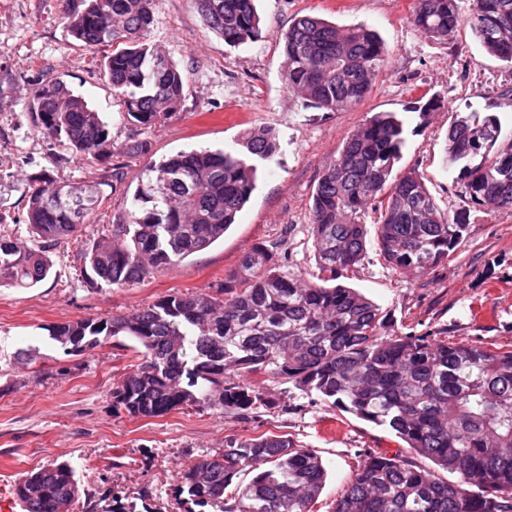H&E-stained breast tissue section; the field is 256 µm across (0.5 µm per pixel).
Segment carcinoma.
Here are the masks:
<instances>
[{"instance_id": "obj_1", "label": "carcinoma", "mask_w": 512, "mask_h": 512, "mask_svg": "<svg viewBox=\"0 0 512 512\" xmlns=\"http://www.w3.org/2000/svg\"><path fill=\"white\" fill-rule=\"evenodd\" d=\"M229 46L256 42L255 0H193ZM157 0H64L70 36L107 47L102 69L134 127L123 142L81 96L57 78L39 84L28 111L35 127L94 164L150 151L148 134L177 114L184 82L170 57L148 42ZM412 25L448 42L467 24L485 50L512 64V0H416ZM284 85L305 109L347 111L371 93L385 66L381 39L362 26L314 15L282 36ZM495 115L458 113L448 126L445 163L458 170L470 201L512 211V140L497 146ZM240 148L179 151L150 164L131 194L127 218L81 254L91 282L133 287L207 249L235 223L257 188L259 166L278 152L273 130L252 128ZM405 146L394 113L366 119L324 166L313 194L310 237L317 285L278 263V244L247 253L216 292L165 295L129 315L83 319L49 329L67 352L113 339L135 349L112 391L129 415L219 410L245 416L276 408L256 377L289 385L404 441L434 467L398 455L366 456L331 512H512V350L446 336L391 334L389 314L353 288L330 285L366 256L361 216L380 212L375 243L395 269L424 277L461 245L467 212L441 209L414 169L395 173ZM106 181L61 182L43 174L23 187L28 236L0 235V288L29 289L47 279L50 249L74 234L105 199ZM458 475L450 483L436 469ZM256 475L244 482L240 475ZM327 477L321 457L285 434L224 438V450L180 476V503L208 512H313ZM23 512H70L78 478L67 464L16 480Z\"/></svg>"}]
</instances>
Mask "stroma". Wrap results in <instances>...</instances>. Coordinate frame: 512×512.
<instances>
[{"mask_svg":"<svg viewBox=\"0 0 512 512\" xmlns=\"http://www.w3.org/2000/svg\"><path fill=\"white\" fill-rule=\"evenodd\" d=\"M415 0H258L263 19L257 42L225 45L192 0H158L150 40L182 71L185 98L178 113L150 134L148 154L113 158L121 179L78 233L51 249V276L27 291L0 289V496L13 494L23 473L70 465L81 485L74 512H104L121 503L135 512H180L178 477L195 461L220 452L230 435L285 434L313 449L328 472L314 505L330 512L369 453L399 455L428 466L394 434L351 414L283 393L276 409L240 418L216 410H175L133 417L116 407L112 391L130 369L132 352L112 341L77 355L51 339L52 325L125 315L174 292L212 290L257 245L281 241V264L318 273L308 230L312 195L323 167L344 139L378 112L400 113L406 143L400 168L416 169L441 209L469 210L466 238L435 271L420 277L392 269L375 245L341 281L389 311L397 331L488 342L512 348V213L471 204L443 161L445 136L456 113L497 115L502 138L512 137V65L489 55L469 26L450 42L428 39L409 22ZM379 33L386 65L371 94L350 112L302 109L281 76L282 34L300 16ZM102 49L68 34L60 0H0V234H25L26 181L47 173L58 180H105L103 166L65 157L35 128L26 103L37 84L62 79L125 141L130 125L99 66ZM438 98L428 119L412 112L418 97ZM267 126L280 144L278 161L260 178L237 224L219 241L131 288L96 285L83 276L80 255L112 225L123 223L139 174L149 162L180 150L234 146L244 129ZM31 363L18 364V351Z\"/></svg>","mask_w":512,"mask_h":512,"instance_id":"1","label":"stroma"}]
</instances>
